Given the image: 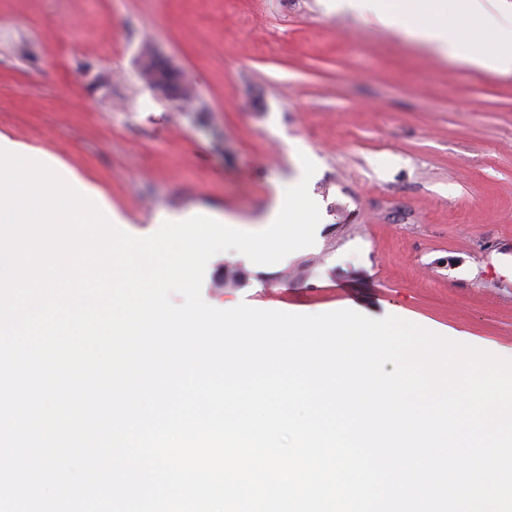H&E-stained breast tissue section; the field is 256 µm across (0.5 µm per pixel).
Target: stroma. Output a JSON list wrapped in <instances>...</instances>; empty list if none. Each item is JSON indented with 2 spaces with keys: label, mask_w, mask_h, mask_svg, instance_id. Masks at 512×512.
Masks as SVG:
<instances>
[{
  "label": "stroma",
  "mask_w": 512,
  "mask_h": 512,
  "mask_svg": "<svg viewBox=\"0 0 512 512\" xmlns=\"http://www.w3.org/2000/svg\"><path fill=\"white\" fill-rule=\"evenodd\" d=\"M148 46L192 109L137 78ZM0 134L102 188L128 233L161 212L259 221L309 158L314 244L273 265L214 255L208 305H355L512 355V74L319 0H0Z\"/></svg>",
  "instance_id": "1"
}]
</instances>
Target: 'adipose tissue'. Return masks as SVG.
<instances>
[{"mask_svg": "<svg viewBox=\"0 0 512 512\" xmlns=\"http://www.w3.org/2000/svg\"><path fill=\"white\" fill-rule=\"evenodd\" d=\"M454 64L512 73V0H327Z\"/></svg>", "mask_w": 512, "mask_h": 512, "instance_id": "adipose-tissue-1", "label": "adipose tissue"}]
</instances>
